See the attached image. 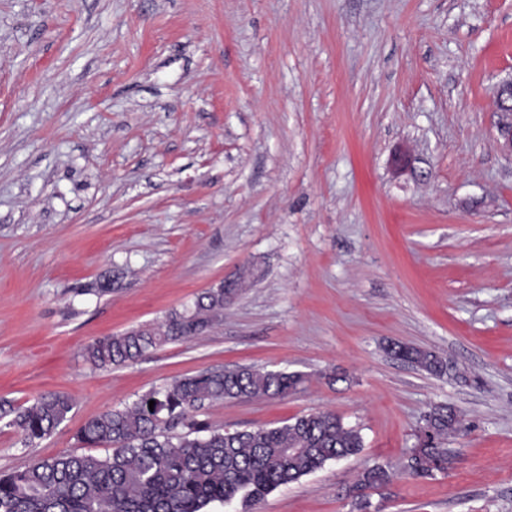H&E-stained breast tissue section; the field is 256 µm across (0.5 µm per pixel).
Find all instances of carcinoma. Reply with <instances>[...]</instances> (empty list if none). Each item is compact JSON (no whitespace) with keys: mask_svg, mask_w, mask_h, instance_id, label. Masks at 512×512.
Masks as SVG:
<instances>
[{"mask_svg":"<svg viewBox=\"0 0 512 512\" xmlns=\"http://www.w3.org/2000/svg\"><path fill=\"white\" fill-rule=\"evenodd\" d=\"M238 289L219 286L194 304L170 313L156 327L132 328L88 344L84 355L101 368L135 362L146 351L199 335L216 324ZM391 353L430 375L443 376L448 364L432 351L395 344ZM305 375L236 367L205 371L142 394L131 405L88 420L78 440L111 453L98 457L64 453L35 458L0 474V512H206L237 499L258 505L274 490L363 448L360 432L334 412L297 416L282 426L221 430L195 420L205 401L285 397L302 388ZM155 401L149 409V401ZM73 409L61 393L42 395L28 406L0 402V420L31 445L51 435ZM461 418L451 406L432 408L404 469L431 477L448 469L443 440L459 432ZM182 426L185 433L175 429ZM392 466L376 463L354 483L360 509L369 507L364 490L388 485Z\"/></svg>","mask_w":512,"mask_h":512,"instance_id":"cac0c4a2","label":"carcinoma"}]
</instances>
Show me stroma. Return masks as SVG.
I'll return each instance as SVG.
<instances>
[{"mask_svg":"<svg viewBox=\"0 0 512 512\" xmlns=\"http://www.w3.org/2000/svg\"><path fill=\"white\" fill-rule=\"evenodd\" d=\"M511 74L512 0H0V400L73 402L31 447L0 423V472L82 453L87 420L174 379L254 366L307 381L196 420L331 411L363 448L253 512H359L348 491L376 462L397 473L370 512H512V157L494 99ZM223 282L239 293L205 333L128 366L84 358ZM439 404L462 419L452 460L410 476ZM390 351L395 357L411 363L430 375L441 377L447 373V362L432 351L399 343L391 346Z\"/></svg>","mask_w":512,"mask_h":512,"instance_id":"1","label":"stroma"}]
</instances>
